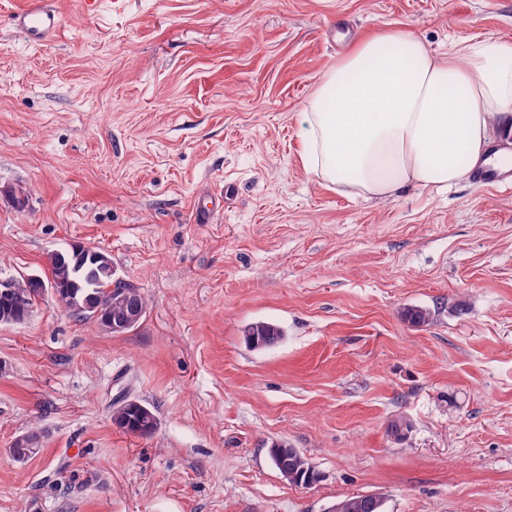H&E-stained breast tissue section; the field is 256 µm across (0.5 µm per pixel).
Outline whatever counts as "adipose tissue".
Segmentation results:
<instances>
[{"label": "adipose tissue", "mask_w": 512, "mask_h": 512, "mask_svg": "<svg viewBox=\"0 0 512 512\" xmlns=\"http://www.w3.org/2000/svg\"><path fill=\"white\" fill-rule=\"evenodd\" d=\"M305 124L303 166L338 191L381 199L468 181L512 140V43L438 54L405 30L365 39L321 77Z\"/></svg>", "instance_id": "obj_1"}]
</instances>
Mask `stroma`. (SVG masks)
Returning <instances> with one entry per match:
<instances>
[{"label":"stroma","mask_w":512,"mask_h":512,"mask_svg":"<svg viewBox=\"0 0 512 512\" xmlns=\"http://www.w3.org/2000/svg\"><path fill=\"white\" fill-rule=\"evenodd\" d=\"M22 2L0 0V188L28 195H0V278L79 243L149 304L122 335L51 296L0 325V512H512V188L348 196L300 158L312 91L360 40L512 41V0H50L41 50L9 25ZM256 321L283 340L249 348ZM123 395L152 435L113 426ZM280 440L317 482L280 474ZM111 421L123 433L141 437L151 435L158 426L154 407L138 400L118 401L112 409ZM332 512H385L384 500L376 495L346 496L336 502Z\"/></svg>","instance_id":"35a3bbf8"}]
</instances>
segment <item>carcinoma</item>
<instances>
[{"label": "carcinoma", "mask_w": 512, "mask_h": 512, "mask_svg": "<svg viewBox=\"0 0 512 512\" xmlns=\"http://www.w3.org/2000/svg\"><path fill=\"white\" fill-rule=\"evenodd\" d=\"M81 258L68 248L62 252L49 255L50 276L57 284L72 288L80 283L77 297L68 304L72 315L78 320H95L106 326L107 319L118 323V328L110 330L112 334H124L138 327L145 315L147 301L140 289L134 285L123 289V297L114 298L115 291L106 275L105 268L94 263L88 266L90 275L86 280H79L76 266ZM45 299L41 284L30 282L23 284L20 300L0 298V311H8L25 320ZM404 319L411 325L420 327L432 320V312L422 307H408L403 312ZM245 341L253 349L269 348L278 344L284 337L283 329L274 323L259 321L250 324L244 330ZM112 425L120 431L133 436H149L157 428L155 409L138 400L117 402L111 413ZM42 441L41 430L32 429L22 434V441L16 444L19 454L32 456ZM270 457L278 471L291 483L308 485L315 481L316 472L304 455L288 442L281 440L270 446ZM332 512H385L384 500L376 495L346 496L336 502Z\"/></svg>", "instance_id": "cac0c4a2"}]
</instances>
